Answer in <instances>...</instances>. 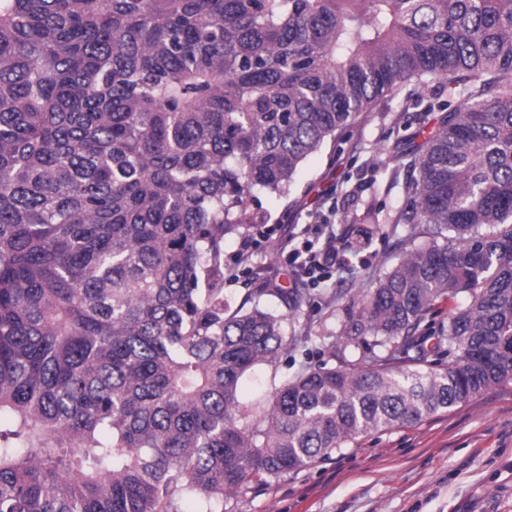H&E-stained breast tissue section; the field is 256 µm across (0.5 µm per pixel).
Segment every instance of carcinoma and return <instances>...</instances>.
Returning <instances> with one entry per match:
<instances>
[{"label": "carcinoma", "instance_id": "obj_1", "mask_svg": "<svg viewBox=\"0 0 512 512\" xmlns=\"http://www.w3.org/2000/svg\"><path fill=\"white\" fill-rule=\"evenodd\" d=\"M433 80L465 101L437 103L397 217L429 240L242 399L301 289L228 312L224 240ZM509 382L512 0H0V512H220ZM271 367L256 369L242 381L241 393L246 399H262L271 388L273 375Z\"/></svg>", "mask_w": 512, "mask_h": 512}]
</instances>
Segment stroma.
<instances>
[{
	"mask_svg": "<svg viewBox=\"0 0 512 512\" xmlns=\"http://www.w3.org/2000/svg\"><path fill=\"white\" fill-rule=\"evenodd\" d=\"M401 94L378 101L336 143L304 163L288 196L260 195L270 239L265 250L240 261L238 240L224 244V297L239 306L266 278L303 291L300 303L270 301L292 336L277 368H260L242 381L241 393L261 399L273 375L315 365L328 337L340 336L345 309L407 250L425 241L419 224H398L409 176L405 155L436 127L441 114ZM332 192L330 222L343 249L340 266L312 285L288 271L289 238L309 236L318 195ZM384 220L363 249L349 247L350 231L366 206ZM225 512H512V383L435 413L423 421L361 437L344 452L270 485H250L224 502Z\"/></svg>",
	"mask_w": 512,
	"mask_h": 512,
	"instance_id": "stroma-1",
	"label": "stroma"
}]
</instances>
